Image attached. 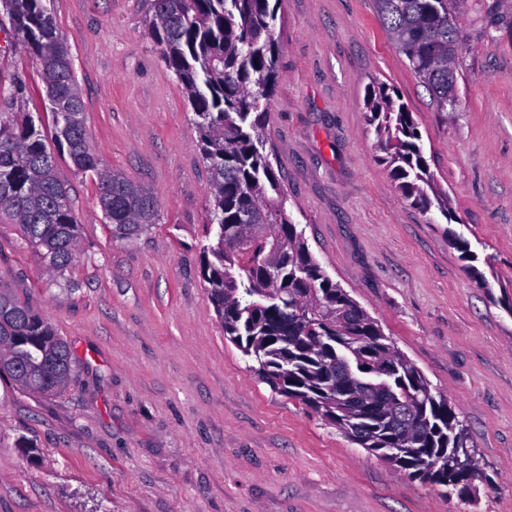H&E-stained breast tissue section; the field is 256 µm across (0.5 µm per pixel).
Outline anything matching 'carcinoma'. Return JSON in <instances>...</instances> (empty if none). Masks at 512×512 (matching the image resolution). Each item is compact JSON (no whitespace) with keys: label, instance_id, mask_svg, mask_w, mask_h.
I'll return each mask as SVG.
<instances>
[{"label":"carcinoma","instance_id":"obj_1","mask_svg":"<svg viewBox=\"0 0 512 512\" xmlns=\"http://www.w3.org/2000/svg\"><path fill=\"white\" fill-rule=\"evenodd\" d=\"M409 66L439 112H457L461 31L456 17L470 0H375ZM51 0H0L10 43L36 60L49 102L54 141L74 167L95 176L104 218L117 237L156 223L150 190L108 169L91 147L84 102ZM151 35L187 93L199 150L211 171L210 224L216 243L203 250L201 273L224 335L254 358L271 390L322 415L352 442L414 478L457 492L470 436L447 396L390 343L382 327L333 282L286 213L261 139V100L277 77L279 46L269 0H150ZM25 84L0 83V222L18 225L48 274L75 261L78 224L42 126L21 107ZM369 125L397 187L424 210L448 215L435 187L412 113L386 89L370 94ZM256 228L249 230L247 225ZM396 367L393 398L403 418L372 386L375 366ZM74 367L70 345L52 325L0 294V372L23 389L49 394Z\"/></svg>","mask_w":512,"mask_h":512}]
</instances>
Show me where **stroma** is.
I'll list each match as a JSON object with an SVG mask.
<instances>
[{"instance_id":"stroma-1","label":"stroma","mask_w":512,"mask_h":512,"mask_svg":"<svg viewBox=\"0 0 512 512\" xmlns=\"http://www.w3.org/2000/svg\"><path fill=\"white\" fill-rule=\"evenodd\" d=\"M278 79L262 133L318 262L446 395L479 472L449 496L273 392L226 339L201 275L214 244L194 114L148 30L149 0H52L90 141L153 192L159 221L113 235L95 178L57 172L78 259L49 277L0 223V289L75 354L54 394L0 375V512H512V7L458 18L463 107L437 111L374 0H270ZM26 111L52 119L31 59L0 51ZM411 112L448 214L413 206L379 160L373 82ZM467 250H460L458 240Z\"/></svg>"}]
</instances>
